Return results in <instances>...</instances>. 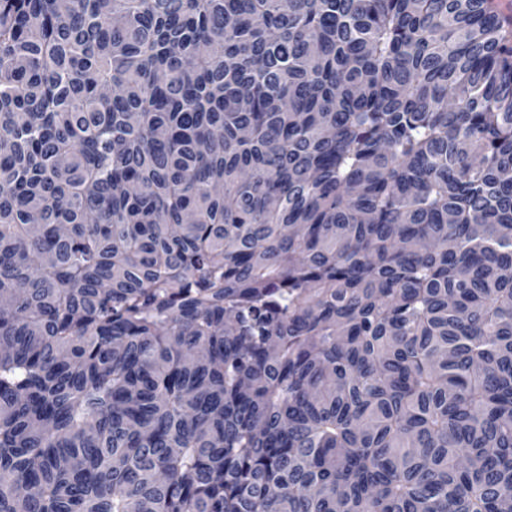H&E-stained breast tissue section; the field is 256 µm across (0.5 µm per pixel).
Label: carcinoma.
I'll return each mask as SVG.
<instances>
[{
    "mask_svg": "<svg viewBox=\"0 0 512 512\" xmlns=\"http://www.w3.org/2000/svg\"><path fill=\"white\" fill-rule=\"evenodd\" d=\"M0 512H512L494 0H0Z\"/></svg>",
    "mask_w": 512,
    "mask_h": 512,
    "instance_id": "1",
    "label": "carcinoma"
}]
</instances>
